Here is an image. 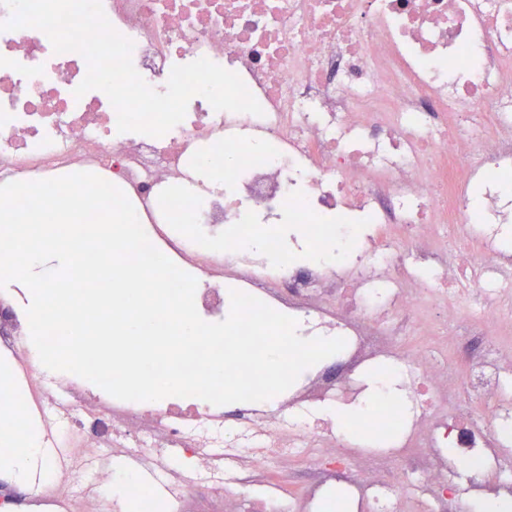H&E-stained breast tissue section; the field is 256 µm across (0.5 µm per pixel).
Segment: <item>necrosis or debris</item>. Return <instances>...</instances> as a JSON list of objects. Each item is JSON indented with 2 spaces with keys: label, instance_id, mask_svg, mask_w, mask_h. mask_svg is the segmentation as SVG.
Here are the masks:
<instances>
[{
  "label": "necrosis or debris",
  "instance_id": "necrosis-or-debris-1",
  "mask_svg": "<svg viewBox=\"0 0 512 512\" xmlns=\"http://www.w3.org/2000/svg\"><path fill=\"white\" fill-rule=\"evenodd\" d=\"M133 44L137 72L165 91L171 69L207 58L237 73L262 115L192 97L160 137L117 130L108 97H75L87 73L35 28L0 31V185L90 172L120 188L150 242L197 282L202 319L230 288L344 338L275 398L231 411L192 397L121 401L77 375L46 381L18 291L0 292V407L23 400L71 463L41 512H115L98 485L114 455L160 487L169 512L191 494L224 512H295L290 472L317 471L313 512L332 480L357 512H448L458 479L512 486V0H102ZM389 224L393 233L382 232ZM488 336L485 351L462 333ZM457 348L449 363V348ZM390 361L400 398L361 432L400 453L354 448L319 419L356 396L358 373ZM480 394L482 416L466 399Z\"/></svg>",
  "mask_w": 512,
  "mask_h": 512
}]
</instances>
